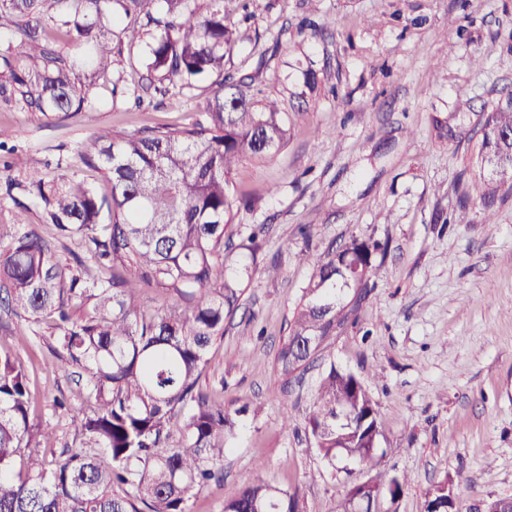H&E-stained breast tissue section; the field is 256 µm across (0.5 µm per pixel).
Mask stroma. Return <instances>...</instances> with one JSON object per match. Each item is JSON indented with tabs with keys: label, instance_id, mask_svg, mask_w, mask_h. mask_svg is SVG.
<instances>
[{
	"label": "stroma",
	"instance_id": "obj_1",
	"mask_svg": "<svg viewBox=\"0 0 512 512\" xmlns=\"http://www.w3.org/2000/svg\"><path fill=\"white\" fill-rule=\"evenodd\" d=\"M232 21L225 71L254 77L263 96L282 100L289 132L275 157L241 161L230 177L252 203L227 229V263L249 276L199 385L226 409L261 411L240 420L220 480L198 491L191 512H222L260 464L297 494L298 512H341L347 480L367 474L323 460L306 429L317 382L333 366L368 385L387 466L412 478L396 512H424L446 478L465 508L512 497V191L485 209L473 198L471 166L479 114L512 91V0H318L313 8L247 0ZM157 78L145 43L117 41L105 71L80 75L89 109L48 119L0 99L7 145L26 162L0 174V223L32 225L72 263L69 239L47 224L42 205L20 187L6 192L5 181L64 173L109 194L102 170L80 156L96 131L206 120L213 78L170 85L135 106L134 88ZM452 128L461 139L449 140ZM464 194L472 201L462 211ZM442 211L459 212L460 222L436 223ZM354 237L386 245L373 288L307 371L283 376L277 353L310 275L302 254L316 259ZM55 336L0 302V351L27 368L32 420L57 437L42 451L50 460L74 438L70 414L53 401L77 389L50 352Z\"/></svg>",
	"mask_w": 512,
	"mask_h": 512
}]
</instances>
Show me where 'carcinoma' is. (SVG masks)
Wrapping results in <instances>:
<instances>
[{"label": "carcinoma", "instance_id": "cac0c4a2", "mask_svg": "<svg viewBox=\"0 0 512 512\" xmlns=\"http://www.w3.org/2000/svg\"><path fill=\"white\" fill-rule=\"evenodd\" d=\"M0 0V20L11 27L0 65L8 73L0 96L15 95L44 115L78 110L88 91L80 71L106 69L113 38L143 39V28L119 26L142 16L153 28L148 68L189 86L218 77L206 103V122L192 128H153L117 135L102 130L85 145L82 159L98 166L111 186L97 191L72 177L46 180L34 173L27 190L44 206L46 219L64 238H74L90 258L109 266L105 276L81 258L62 264L51 243L31 225L18 224L0 243V292L32 318L57 332L56 358L83 367L88 382L80 398L90 408L72 417L79 449L52 468L24 448L53 441V432L30 423L33 403L23 363L0 354V512H189L188 502L215 476L214 466L234 437V411L199 389L213 342L239 307L244 269L228 273L224 238L241 201L229 175L243 158L263 161L288 142V113L276 100L248 94L247 78L224 74V57L235 44L224 0H210L199 15L191 0ZM53 12L66 28L68 50L39 35ZM474 165L483 178L480 201L494 202L501 186L512 189V93L481 118ZM377 242L351 240L341 253L311 262L303 302L277 353L283 375L312 358L300 344L326 341L348 318L341 300L354 289L352 308L377 277ZM171 288L186 299L162 311L143 308L135 277ZM74 301L90 304L75 318ZM183 417V435L171 442L170 424ZM311 445L330 463L339 456L374 473L364 495L391 512L407 475L384 472L378 410L354 373L330 367L307 418ZM224 512H297L295 496L276 486L262 468Z\"/></svg>", "mask_w": 512, "mask_h": 512}]
</instances>
